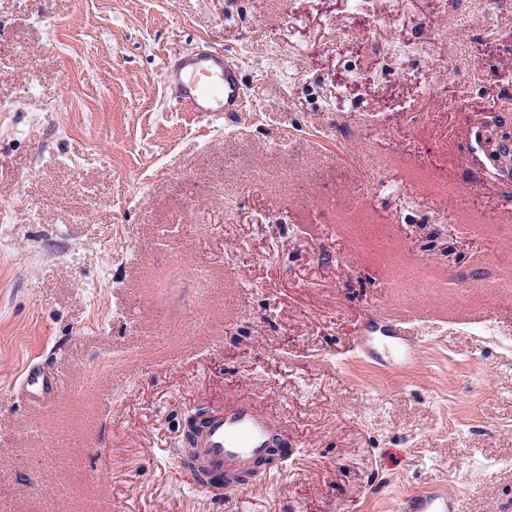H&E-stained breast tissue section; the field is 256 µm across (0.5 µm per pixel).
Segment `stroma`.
Instances as JSON below:
<instances>
[{"label":"stroma","mask_w":512,"mask_h":512,"mask_svg":"<svg viewBox=\"0 0 512 512\" xmlns=\"http://www.w3.org/2000/svg\"><path fill=\"white\" fill-rule=\"evenodd\" d=\"M0 43V512H512V181L464 134L512 126V0H0ZM198 48L240 135L166 98ZM421 262L454 287L385 295ZM396 308L405 374L354 345ZM32 363L67 388L28 402ZM241 404L288 457L202 493L188 419ZM467 135L472 143V153L470 157L472 163L486 169L490 173H493L499 179L510 180V171H503L504 169H507L508 166L497 167L493 160L482 153L480 147V129L477 126L470 127L467 130ZM397 512H459V501L447 486H433L400 496L395 505Z\"/></svg>","instance_id":"obj_1"}]
</instances>
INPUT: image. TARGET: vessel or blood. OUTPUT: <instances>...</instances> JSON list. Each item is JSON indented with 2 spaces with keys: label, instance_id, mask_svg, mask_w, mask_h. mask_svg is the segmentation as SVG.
Instances as JSON below:
<instances>
[{
  "label": "vessel or blood",
  "instance_id": "vessel-or-blood-1",
  "mask_svg": "<svg viewBox=\"0 0 512 512\" xmlns=\"http://www.w3.org/2000/svg\"><path fill=\"white\" fill-rule=\"evenodd\" d=\"M168 95L184 112L197 113L203 119L241 111L240 70L228 55L186 51L171 57L165 66ZM467 135L472 143L471 161L499 175L512 178V173L497 167L480 147V130L470 127ZM357 350L364 356L379 359L393 371L406 373L415 369L420 344L405 327L403 319L382 316L361 327L355 339ZM61 381L39 368H30L22 383L29 397L39 398L57 391ZM284 438L279 427L252 407L240 405L208 414L196 434L192 446L194 466L213 475L232 476L253 469L269 449L281 446ZM396 512H460L455 493L445 486H433L400 496Z\"/></svg>",
  "mask_w": 512,
  "mask_h": 512
}]
</instances>
